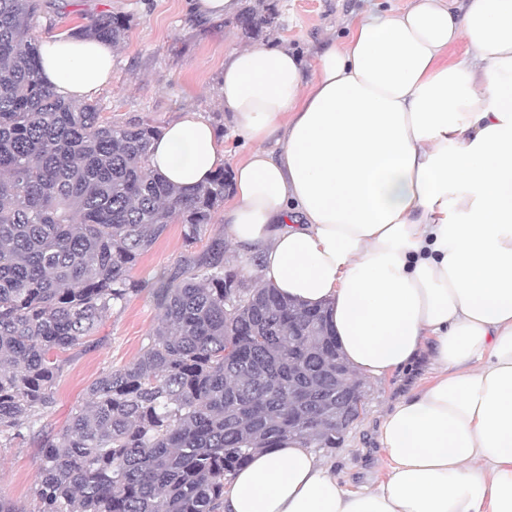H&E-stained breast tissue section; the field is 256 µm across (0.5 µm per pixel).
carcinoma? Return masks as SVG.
I'll use <instances>...</instances> for the list:
<instances>
[{"mask_svg":"<svg viewBox=\"0 0 512 512\" xmlns=\"http://www.w3.org/2000/svg\"><path fill=\"white\" fill-rule=\"evenodd\" d=\"M49 13L55 0H0V447L42 448L33 512H220L255 451L289 436L336 447V399L362 382L321 315L226 264L220 231L155 280L131 279L169 224L186 247L201 240L232 181L176 190L149 165L158 127L58 97L32 33ZM275 19L268 4L239 23L257 34ZM129 23L100 13L68 33L115 45ZM144 291L161 317L138 355L99 375L60 430L44 425L65 353L99 343Z\"/></svg>","mask_w":512,"mask_h":512,"instance_id":"cac0c4a2","label":"carcinoma"}]
</instances>
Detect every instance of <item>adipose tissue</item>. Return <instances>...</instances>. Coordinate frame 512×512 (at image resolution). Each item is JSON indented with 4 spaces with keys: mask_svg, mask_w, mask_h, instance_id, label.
Instances as JSON below:
<instances>
[{
    "mask_svg": "<svg viewBox=\"0 0 512 512\" xmlns=\"http://www.w3.org/2000/svg\"><path fill=\"white\" fill-rule=\"evenodd\" d=\"M56 94L88 99L109 43L40 45ZM222 103L246 147L223 220L237 258L309 308L360 377L433 375L380 414L388 474L346 490L301 440L255 452L224 512H512V0L367 10L313 63L283 43L224 61ZM229 151L188 109L150 165L190 189Z\"/></svg>",
    "mask_w": 512,
    "mask_h": 512,
    "instance_id": "ef3b65f1",
    "label": "adipose tissue"
}]
</instances>
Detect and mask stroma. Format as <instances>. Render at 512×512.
<instances>
[{
	"mask_svg": "<svg viewBox=\"0 0 512 512\" xmlns=\"http://www.w3.org/2000/svg\"><path fill=\"white\" fill-rule=\"evenodd\" d=\"M278 11L274 27L258 37L246 35L234 16L198 20L187 11V0H59L62 18L41 15L33 34L45 40L88 23L109 11L132 17L123 40L113 49L112 79L92 100L115 123L145 119L166 127L182 109L200 112L231 137L232 123L221 105L224 59L247 46L278 39L313 60L327 37L342 32L361 8L362 0H273ZM186 251L179 224L164 234L132 269L135 280H151L173 265ZM160 319L150 295L133 296L126 307L104 320L97 346L72 352L56 385L57 404L45 421L61 429L72 408L81 404L87 387L104 371L131 362ZM430 376L428 354L401 374L364 383L365 413L346 432L328 459L341 483L358 490L374 487L388 472L385 454L376 439L377 415ZM40 448L31 440L0 447V495L31 505L40 467Z\"/></svg>",
	"mask_w": 512,
	"mask_h": 512,
	"instance_id": "obj_1",
	"label": "stroma"
}]
</instances>
